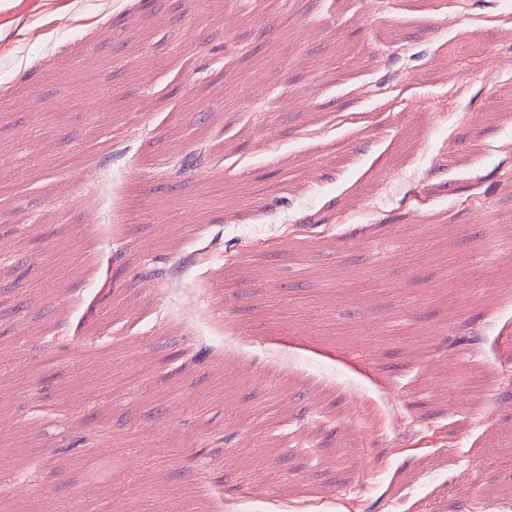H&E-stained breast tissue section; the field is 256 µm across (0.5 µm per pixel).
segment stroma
Here are the masks:
<instances>
[{"label": "stroma", "mask_w": 512, "mask_h": 512, "mask_svg": "<svg viewBox=\"0 0 512 512\" xmlns=\"http://www.w3.org/2000/svg\"><path fill=\"white\" fill-rule=\"evenodd\" d=\"M261 2L0 0L20 512L512 506V0Z\"/></svg>", "instance_id": "1"}]
</instances>
